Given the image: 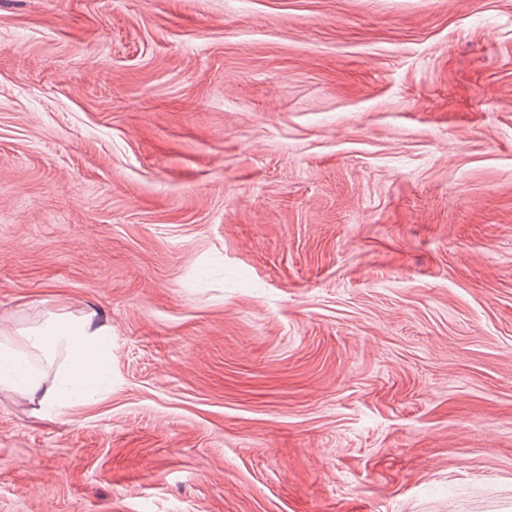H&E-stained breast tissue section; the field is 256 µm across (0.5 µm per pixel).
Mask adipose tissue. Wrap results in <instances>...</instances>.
<instances>
[{
  "instance_id": "adipose-tissue-1",
  "label": "adipose tissue",
  "mask_w": 512,
  "mask_h": 512,
  "mask_svg": "<svg viewBox=\"0 0 512 512\" xmlns=\"http://www.w3.org/2000/svg\"><path fill=\"white\" fill-rule=\"evenodd\" d=\"M32 347L43 357L65 350L69 370L59 385L43 388L40 373L19 369L11 352L0 351V386H6L30 396L40 404L64 410L72 396L92 398L104 373V332L92 316L69 318L57 315L34 330Z\"/></svg>"
}]
</instances>
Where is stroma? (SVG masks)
<instances>
[{
  "label": "stroma",
  "instance_id": "1",
  "mask_svg": "<svg viewBox=\"0 0 512 512\" xmlns=\"http://www.w3.org/2000/svg\"><path fill=\"white\" fill-rule=\"evenodd\" d=\"M0 512H512V0H0ZM104 326L98 325L92 315L68 318L56 315L29 334L34 350L48 359L58 350H65L69 359V370L58 386L40 390L42 377L39 371L29 368L21 371L14 355L0 351V386L17 389L21 393L36 397L39 404L55 408L60 416L73 395L92 398L104 373L103 355L105 342Z\"/></svg>",
  "mask_w": 512,
  "mask_h": 512
}]
</instances>
